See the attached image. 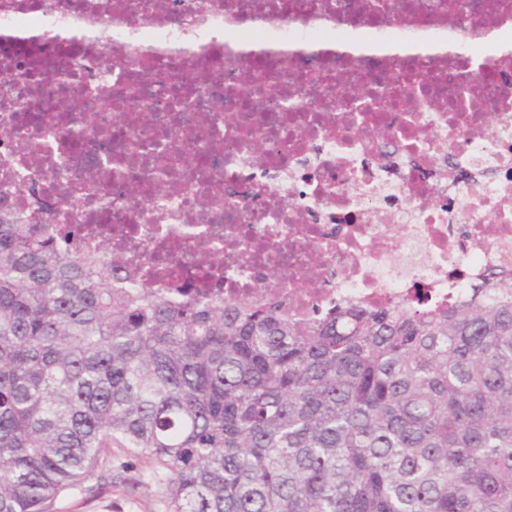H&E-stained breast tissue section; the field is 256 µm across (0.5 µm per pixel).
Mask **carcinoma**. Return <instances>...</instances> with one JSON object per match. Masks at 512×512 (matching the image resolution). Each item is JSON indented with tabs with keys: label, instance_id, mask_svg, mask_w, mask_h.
Masks as SVG:
<instances>
[{
	"label": "carcinoma",
	"instance_id": "cac0c4a2",
	"mask_svg": "<svg viewBox=\"0 0 512 512\" xmlns=\"http://www.w3.org/2000/svg\"><path fill=\"white\" fill-rule=\"evenodd\" d=\"M0 211V512L152 460L166 512H512V274L446 309L162 296Z\"/></svg>",
	"mask_w": 512,
	"mask_h": 512
}]
</instances>
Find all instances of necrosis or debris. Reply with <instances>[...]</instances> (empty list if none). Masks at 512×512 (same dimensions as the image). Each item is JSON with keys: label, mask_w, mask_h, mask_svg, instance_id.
<instances>
[{"label": "necrosis or debris", "mask_w": 512, "mask_h": 512, "mask_svg": "<svg viewBox=\"0 0 512 512\" xmlns=\"http://www.w3.org/2000/svg\"><path fill=\"white\" fill-rule=\"evenodd\" d=\"M151 2L0 0V196L27 223L81 225L155 293L304 319L512 271V0Z\"/></svg>", "instance_id": "necrosis-or-debris-1"}]
</instances>
